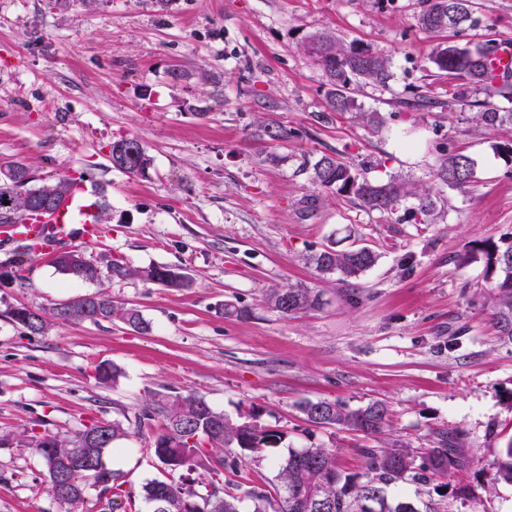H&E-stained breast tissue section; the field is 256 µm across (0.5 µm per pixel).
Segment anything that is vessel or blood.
<instances>
[{
  "label": "vessel or blood",
  "instance_id": "obj_1",
  "mask_svg": "<svg viewBox=\"0 0 512 512\" xmlns=\"http://www.w3.org/2000/svg\"><path fill=\"white\" fill-rule=\"evenodd\" d=\"M100 232L94 208L70 195L54 211L25 218L18 224L1 225L0 243H24L42 251H51L74 239L92 240Z\"/></svg>",
  "mask_w": 512,
  "mask_h": 512
}]
</instances>
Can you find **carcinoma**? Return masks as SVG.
<instances>
[{"instance_id":"cac0c4a2","label":"carcinoma","mask_w":512,"mask_h":512,"mask_svg":"<svg viewBox=\"0 0 512 512\" xmlns=\"http://www.w3.org/2000/svg\"><path fill=\"white\" fill-rule=\"evenodd\" d=\"M421 27L430 32L457 31L476 24L472 0H424L418 17ZM303 51L324 72L328 106L334 112H350L354 99L348 95L355 80L386 84L392 77L391 63L381 53L358 42L343 44L329 32L309 38ZM494 49L478 45L474 48L454 42L439 43L428 57L436 69L459 76V93L466 96L476 89L487 96L499 90L489 75L487 64ZM478 113L488 125L512 122L511 112L498 111L486 100ZM112 167L129 174H143L150 166V157L136 138H124L112 144ZM475 175V160L463 151L444 155L434 172L435 179L446 186L463 188ZM311 180L321 189L351 195L370 210L389 213L402 198L415 194L398 181L376 182L355 172L340 158L324 154L311 167ZM74 179L64 175L51 184H35L25 164L15 162L0 174V224H15L26 216L31 202L50 198L48 209H55L71 193ZM484 259L485 277L494 290L493 322L499 336L512 342V236L501 243L479 248ZM33 259L25 247L8 255L4 266L21 268ZM310 261L322 274H337L347 282L360 276L376 262V255L365 247L338 250L326 247L311 256ZM52 263L60 271L83 280L98 278L96 267L85 263L76 250L56 251ZM110 277L123 280L140 277L172 290L191 286L184 273L165 265L141 269L124 262H111ZM270 307L284 316L313 310L320 304L319 294L305 286H289L271 290ZM8 318L31 334H45L56 323L91 321L100 323L117 319L136 332L150 330L139 310L112 301L104 292H96L59 303L47 312L20 304L7 311ZM120 376L117 367L100 363L95 379L103 384L114 383ZM300 411L315 424L336 425L380 434L388 424V409L382 402H372L356 410H348L330 400H306ZM164 421L162 430L152 435L147 451L161 466L170 471L184 470L198 474L193 486L154 478L142 487L144 500L153 512H242L241 505L250 501L251 512H364L362 503L376 506L373 512H420L412 501H389L386 489L407 483L427 484L435 475H447L466 469L468 460L456 435L436 434L433 447L421 454L408 448H361L364 468L346 473L338 469L333 453L323 448L290 450L288 458L278 465L277 482L242 486L225 482L217 486L214 477L224 470L237 469V462L224 457V449L240 448L251 453L274 447L282 435L260 423L253 414L232 422L215 411L203 398L192 394L157 392L151 396L138 417L142 427L151 420ZM126 436L118 421H94L84 425L74 436L62 437L47 431L23 430L20 442L36 449L47 476L60 468L66 473V488L53 493L64 506V512H80L84 501L85 482L112 493L109 512H136L135 495L123 489L120 472L105 462L107 451L115 441ZM494 480L512 483V437L504 444L493 464ZM205 492H200L199 488Z\"/></svg>"}]
</instances>
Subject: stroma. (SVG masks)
Wrapping results in <instances>:
<instances>
[{
    "mask_svg": "<svg viewBox=\"0 0 512 512\" xmlns=\"http://www.w3.org/2000/svg\"><path fill=\"white\" fill-rule=\"evenodd\" d=\"M473 3L475 26L431 33L418 23L422 0H0V166L24 163L40 184L84 177L106 208L100 236L75 243L88 262L166 265L193 280L181 291L85 281L46 257L22 278L0 276V512H62L35 449L13 434L69 436L95 418L123 424L106 462L141 494L165 474L145 451L160 421L135 424L158 391L283 433L261 453L238 451L234 480L273 479L292 448L327 449L359 472L361 449L420 452L445 431L460 435L466 470L389 498L512 512V484L490 481L512 437V343L468 254L512 234V166L495 151L512 142V123L477 121L484 94L456 98L458 78L428 61L448 40L512 41V0ZM325 31L391 61L387 85H353L356 111L329 109L326 78L302 49ZM371 112L380 126L364 121ZM269 122L288 139L262 137ZM129 137L151 158L145 174L112 166L113 141ZM460 150L477 162L473 182L438 183L440 159ZM324 154L429 192L432 222L415 219L414 193L384 214L318 189L310 166ZM332 244L377 262L348 282L319 273L309 258ZM296 284L320 291L321 305L281 316L267 295ZM100 290L137 308L149 331L77 321L25 336L6 316ZM225 303L248 316L222 313ZM103 362L120 370L116 383L94 380ZM319 399L382 402L389 424L374 437L310 423L299 405Z\"/></svg>",
    "mask_w": 512,
    "mask_h": 512,
    "instance_id": "1",
    "label": "stroma"
}]
</instances>
